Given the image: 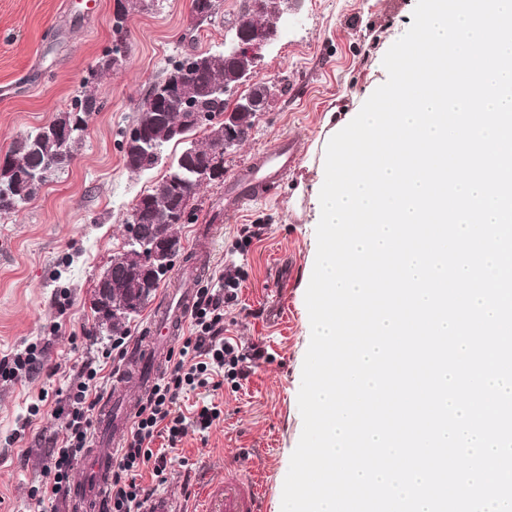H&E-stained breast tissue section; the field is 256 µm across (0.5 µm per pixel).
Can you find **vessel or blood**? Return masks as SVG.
<instances>
[{
    "mask_svg": "<svg viewBox=\"0 0 512 512\" xmlns=\"http://www.w3.org/2000/svg\"><path fill=\"white\" fill-rule=\"evenodd\" d=\"M296 162L288 140L274 143L263 152L258 165L244 168L234 177L224 193L226 209L243 208L257 188L280 181ZM216 230L213 224L196 226L191 258L176 273L173 287L165 289L153 306L144 336L129 349L123 375L113 382L100 404L93 444L81 466L82 476L71 486L73 512H102L112 465L135 411L128 393H146L165 370L172 345L186 329L194 302V284L214 262ZM247 471L244 461L225 463L224 480L204 512H258L262 491L253 479L247 478Z\"/></svg>",
    "mask_w": 512,
    "mask_h": 512,
    "instance_id": "obj_1",
    "label": "vessel or blood"
}]
</instances>
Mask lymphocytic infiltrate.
Segmentation results:
<instances>
[{
  "instance_id": "f902f5d3",
  "label": "lymphocytic infiltrate",
  "mask_w": 512,
  "mask_h": 512,
  "mask_svg": "<svg viewBox=\"0 0 512 512\" xmlns=\"http://www.w3.org/2000/svg\"><path fill=\"white\" fill-rule=\"evenodd\" d=\"M241 270L228 269L199 288L191 310L192 333L177 351L171 352L173 366L144 396L119 450L106 491L107 512H142L145 501L156 484L166 481L167 459L154 451L156 438L166 437L169 447H176L189 429L206 431L222 415L215 403L196 408L194 417L177 412L181 396L197 388L219 390L225 381L246 378L248 357L224 337V309L237 298ZM98 369L85 363L76 373L66 392L56 401L55 415L61 431L49 440L50 465L47 478L31 492L38 512L66 497L75 462L89 443L91 414L98 401ZM152 484H144V475Z\"/></svg>"
}]
</instances>
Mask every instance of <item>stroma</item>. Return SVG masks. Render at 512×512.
Returning a JSON list of instances; mask_svg holds the SVG:
<instances>
[{"label": "stroma", "instance_id": "35a3bbf8", "mask_svg": "<svg viewBox=\"0 0 512 512\" xmlns=\"http://www.w3.org/2000/svg\"><path fill=\"white\" fill-rule=\"evenodd\" d=\"M66 0H0V159L14 141L67 111L73 97L94 92L91 113L64 175L50 179L16 212L0 214V357L28 344L44 346L40 373L0 380V512H32L34 486L46 478L57 392L86 361L101 367L99 392L112 385L107 354L114 337L97 319L99 278L127 246L125 224L140 196L166 173L165 166L134 172L123 144L137 110L163 70L178 57L223 49L246 14L248 0H217L211 17H198L192 0H99L85 18ZM416 0H302L283 18L288 23L258 65L262 80L277 91L259 112L251 136L224 155L223 176L196 193L184 223L175 230L189 247L193 227L216 224L212 274L229 267L244 274L235 305L224 317V335L242 352L263 351L240 387L197 389L183 399L190 408L203 399L224 415L206 432H188L167 454L162 493L179 512H197L224 479V462L245 453L252 476L264 487V512H281L284 480L303 428L298 407L302 367L310 342L305 305L316 228L296 217L300 183L315 174L306 161L325 110L351 101L371 83L383 84L378 54L387 37L404 34ZM126 12L127 52L119 70L92 78L111 48L117 9ZM288 139L300 162L294 171L239 212L224 211V186L241 166L256 160L277 139ZM249 224L264 231L242 244ZM40 412L28 416L32 403ZM22 436L14 431L24 417Z\"/></svg>", "mask_w": 512, "mask_h": 512}]
</instances>
